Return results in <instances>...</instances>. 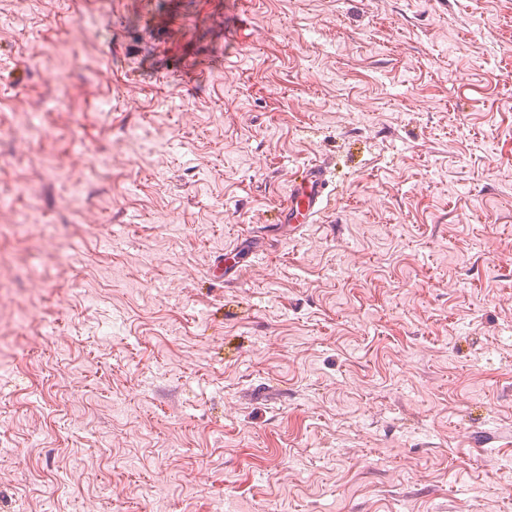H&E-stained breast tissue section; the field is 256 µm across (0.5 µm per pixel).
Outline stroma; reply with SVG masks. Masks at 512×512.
<instances>
[{"mask_svg": "<svg viewBox=\"0 0 512 512\" xmlns=\"http://www.w3.org/2000/svg\"><path fill=\"white\" fill-rule=\"evenodd\" d=\"M50 83L0 512H512V0H26ZM301 181L294 185L288 196V203L282 209L283 224L297 228L301 224H310L323 201L327 187V168L321 163H311L304 169Z\"/></svg>", "mask_w": 512, "mask_h": 512, "instance_id": "stroma-1", "label": "stroma"}]
</instances>
